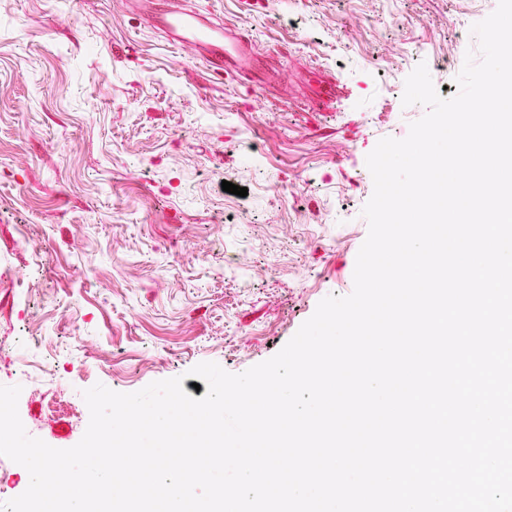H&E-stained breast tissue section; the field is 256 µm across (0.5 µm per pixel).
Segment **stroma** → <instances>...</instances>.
<instances>
[{
  "instance_id": "1",
  "label": "stroma",
  "mask_w": 512,
  "mask_h": 512,
  "mask_svg": "<svg viewBox=\"0 0 512 512\" xmlns=\"http://www.w3.org/2000/svg\"><path fill=\"white\" fill-rule=\"evenodd\" d=\"M184 2L249 34L274 79L214 74L132 0H0V339L66 367L20 403L57 449L85 428L53 392L82 409L95 384L179 376L194 394L195 365L242 373L352 292L366 157L426 112L389 89L447 57L432 79L453 96L477 46L459 31L498 0Z\"/></svg>"
}]
</instances>
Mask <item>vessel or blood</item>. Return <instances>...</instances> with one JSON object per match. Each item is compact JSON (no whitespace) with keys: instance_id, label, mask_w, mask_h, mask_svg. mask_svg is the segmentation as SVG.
Wrapping results in <instances>:
<instances>
[{"instance_id":"obj_1","label":"vessel or blood","mask_w":512,"mask_h":512,"mask_svg":"<svg viewBox=\"0 0 512 512\" xmlns=\"http://www.w3.org/2000/svg\"><path fill=\"white\" fill-rule=\"evenodd\" d=\"M140 6L150 25L161 30L171 43L190 48L232 75L252 67L254 55L246 34L225 33L223 25L206 22L196 12L183 8L179 0H169L162 10L156 9L155 0H140Z\"/></svg>"}]
</instances>
